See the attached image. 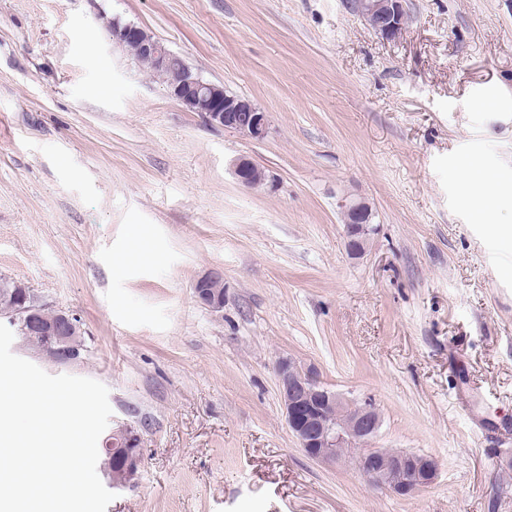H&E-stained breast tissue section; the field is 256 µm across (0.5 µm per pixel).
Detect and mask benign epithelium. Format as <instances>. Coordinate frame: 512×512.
<instances>
[{"label":"benign epithelium","instance_id":"1","mask_svg":"<svg viewBox=\"0 0 512 512\" xmlns=\"http://www.w3.org/2000/svg\"><path fill=\"white\" fill-rule=\"evenodd\" d=\"M347 8L364 18L386 40L395 39L404 20L402 0H347ZM112 40L131 54L153 61L172 97L191 111L202 114L214 127L236 132L252 139L264 138L269 129L267 113L249 99L227 92L223 86L204 80L187 63L167 49L141 27L112 20ZM233 173L243 185L253 188L269 182L266 171L246 157L232 162ZM341 208L345 219L348 254L362 257L368 250L377 227L372 224V208L358 199H344ZM221 280L218 272H209L193 284L196 300L215 312L224 308V291L213 287ZM23 325L38 330L59 359L71 360L68 336L77 328L76 314L59 311L58 321L45 326L39 319L36 299L18 298ZM276 372L288 427L298 447L310 459L326 465L345 460V450L355 448L363 454L360 475L372 487L401 497H410L432 485L438 476L437 461L412 451L372 447L382 426V418L369 402L353 403L323 386L318 370L292 358L277 362ZM336 409V417L327 409ZM142 439L138 429L125 424L110 431L103 440V451L120 460L124 477L116 486L123 490L134 486L139 478Z\"/></svg>","mask_w":512,"mask_h":512}]
</instances>
